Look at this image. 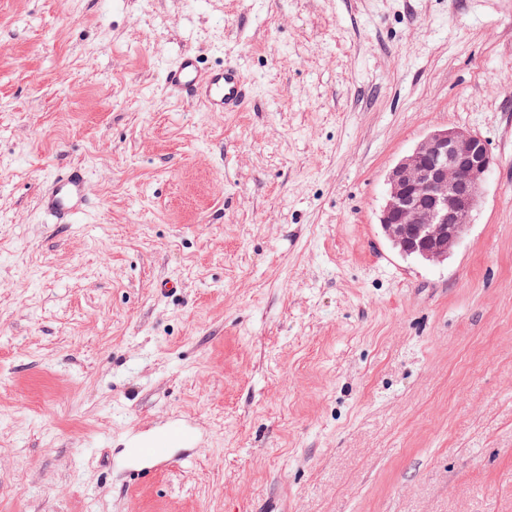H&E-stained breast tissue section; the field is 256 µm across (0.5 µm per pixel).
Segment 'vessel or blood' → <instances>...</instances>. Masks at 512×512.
<instances>
[{
	"label": "vessel or blood",
	"instance_id": "obj_1",
	"mask_svg": "<svg viewBox=\"0 0 512 512\" xmlns=\"http://www.w3.org/2000/svg\"><path fill=\"white\" fill-rule=\"evenodd\" d=\"M166 82L176 97L198 102L211 112L239 111L253 92L236 64L208 67L192 53L182 54L172 63ZM87 205V174L81 167L54 173L39 198L41 210L56 224L76 223ZM192 440L191 431L175 427L152 442L135 443L128 450L131 473L140 478L155 474L171 461L173 446Z\"/></svg>",
	"mask_w": 512,
	"mask_h": 512
}]
</instances>
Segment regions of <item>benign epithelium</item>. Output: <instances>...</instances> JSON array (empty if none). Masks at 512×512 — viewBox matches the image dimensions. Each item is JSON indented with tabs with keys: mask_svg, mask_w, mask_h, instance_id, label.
Here are the masks:
<instances>
[{
	"mask_svg": "<svg viewBox=\"0 0 512 512\" xmlns=\"http://www.w3.org/2000/svg\"><path fill=\"white\" fill-rule=\"evenodd\" d=\"M493 165L476 133L448 127L430 133L390 170L381 229L402 255L448 259L469 227Z\"/></svg>",
	"mask_w": 512,
	"mask_h": 512,
	"instance_id": "benign-epithelium-1",
	"label": "benign epithelium"
}]
</instances>
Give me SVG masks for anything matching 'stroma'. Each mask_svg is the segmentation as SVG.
<instances>
[{"label": "stroma", "instance_id": "35a3bbf8", "mask_svg": "<svg viewBox=\"0 0 512 512\" xmlns=\"http://www.w3.org/2000/svg\"><path fill=\"white\" fill-rule=\"evenodd\" d=\"M185 50L252 101L173 97ZM452 126L479 204L402 256L387 175ZM0 512H512V0H0ZM87 205V174L82 167L54 173L39 198L41 210L53 224L76 223ZM192 441L191 431L173 427L168 434L150 443L137 442L128 448V455L132 462L129 470L140 478L153 475L164 469L172 460L171 448L173 446L178 443L190 444Z\"/></svg>", "mask_w": 512, "mask_h": 512}]
</instances>
